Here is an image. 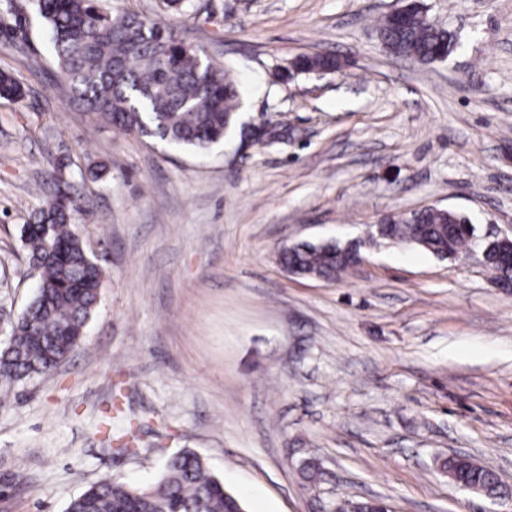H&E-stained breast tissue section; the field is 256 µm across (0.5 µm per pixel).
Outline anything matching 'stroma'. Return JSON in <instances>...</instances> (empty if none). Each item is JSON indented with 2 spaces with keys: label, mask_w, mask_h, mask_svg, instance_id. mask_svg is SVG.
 <instances>
[{
  "label": "stroma",
  "mask_w": 512,
  "mask_h": 512,
  "mask_svg": "<svg viewBox=\"0 0 512 512\" xmlns=\"http://www.w3.org/2000/svg\"><path fill=\"white\" fill-rule=\"evenodd\" d=\"M422 2L453 36L445 60L384 48L403 0H102L233 64L240 124L282 131L200 155L92 122L33 0H0V71L24 88L0 100V342L37 291L22 226L57 187L105 272L79 350L0 385V512H64L106 476L151 485L178 451L247 512H512L441 468L465 456L512 486V295L477 257L383 244L333 281L279 262L429 205L512 237V0ZM318 55L343 70L292 66Z\"/></svg>",
  "instance_id": "stroma-1"
}]
</instances>
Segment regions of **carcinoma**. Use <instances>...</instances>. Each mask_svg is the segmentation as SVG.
<instances>
[{
  "instance_id": "carcinoma-1",
  "label": "carcinoma",
  "mask_w": 512,
  "mask_h": 512,
  "mask_svg": "<svg viewBox=\"0 0 512 512\" xmlns=\"http://www.w3.org/2000/svg\"><path fill=\"white\" fill-rule=\"evenodd\" d=\"M50 34L59 75L72 99L95 119L115 128L157 139L176 148L204 152L224 140L238 106L233 65L214 63L181 37L171 23L119 8L101 10L98 0H36ZM390 52L423 63L451 50L448 30L432 25L418 7L398 20L379 21ZM299 70L336 67L331 56L300 57ZM23 89L0 71V98L18 100ZM78 203L57 190L22 228L30 260L40 269L33 301L12 324L0 350V381L8 384L45 374L83 343L98 303L103 271L70 228ZM475 237L473 224L452 226L448 215L431 207L387 227L385 240L416 245L438 258L464 253ZM361 245L336 240L300 242L281 251L280 262L295 274L334 279L345 259ZM459 484L506 490L495 472L464 457L443 464ZM243 501L224 479L208 472L196 453L166 459L160 479L134 488L105 478L73 498L65 512H243Z\"/></svg>"
}]
</instances>
